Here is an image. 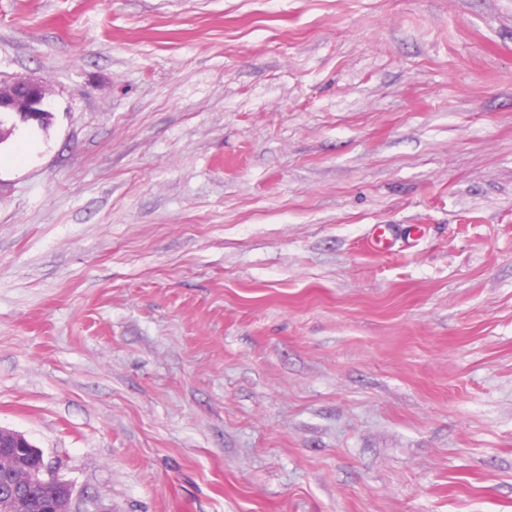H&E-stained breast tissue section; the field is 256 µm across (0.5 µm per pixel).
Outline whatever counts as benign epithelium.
<instances>
[{
	"instance_id": "obj_1",
	"label": "benign epithelium",
	"mask_w": 512,
	"mask_h": 512,
	"mask_svg": "<svg viewBox=\"0 0 512 512\" xmlns=\"http://www.w3.org/2000/svg\"><path fill=\"white\" fill-rule=\"evenodd\" d=\"M18 92V97L24 103L20 109L15 103L3 98L0 90V112L23 111L29 120L36 121L46 112V90L33 82H21L13 86ZM23 450L38 458L35 466L14 467L11 491L0 502V512H27L29 509L28 490L30 487L43 481H52L63 485L65 495L50 503V512H72L71 503L73 497L72 485L55 476L52 466L45 461L43 452L34 445L23 433L0 427V461L5 459L12 461L17 451Z\"/></svg>"
}]
</instances>
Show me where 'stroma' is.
Instances as JSON below:
<instances>
[{"label":"stroma","mask_w":512,"mask_h":512,"mask_svg":"<svg viewBox=\"0 0 512 512\" xmlns=\"http://www.w3.org/2000/svg\"><path fill=\"white\" fill-rule=\"evenodd\" d=\"M0 427L74 512H512V0H0ZM13 90L18 92V96L22 102L24 103V108L20 109L15 106L14 102H10L2 98L4 91L0 90V112H25L31 121H38L39 116H41L44 112H48L46 110L47 101L46 99V90L45 88L33 82H21L15 84L10 90L9 93L16 98Z\"/></svg>","instance_id":"obj_1"}]
</instances>
